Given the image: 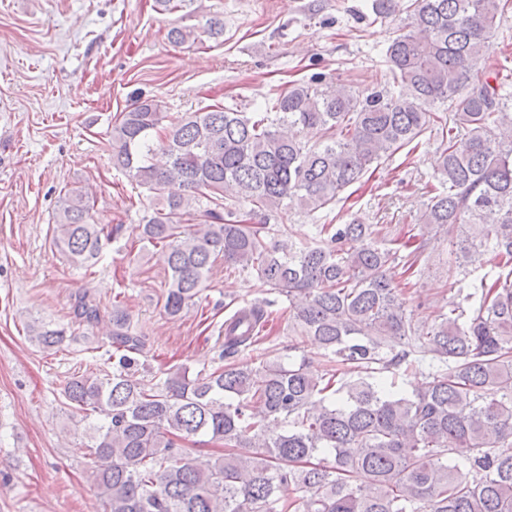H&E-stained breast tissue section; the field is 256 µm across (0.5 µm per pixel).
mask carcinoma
Wrapping results in <instances>:
<instances>
[{"instance_id":"cac0c4a2","label":"carcinoma","mask_w":512,"mask_h":512,"mask_svg":"<svg viewBox=\"0 0 512 512\" xmlns=\"http://www.w3.org/2000/svg\"><path fill=\"white\" fill-rule=\"evenodd\" d=\"M511 1L409 0L400 14L401 0H373L375 18L400 23L377 89L318 77L256 112L215 104L174 116L138 98L116 115L113 165L157 200L141 236L170 271L165 313L193 306L222 257L288 299L298 335L329 365L266 360L259 381L247 363L179 366L145 383L130 373L143 341L113 302L112 343L124 353L112 372L74 375L63 390L100 417L89 452L105 512H512V75L489 67ZM203 32L224 36V19L173 26L168 39ZM307 128L322 141H305ZM428 131L442 149L420 233L392 237L341 209L312 240L290 239L288 208L336 209L373 164L414 154ZM433 228L451 245L456 301L418 324L387 272L399 266L412 284ZM113 233L88 192H65L53 244L73 267H93ZM271 305L224 322L220 359L256 342ZM74 316L101 321L85 295ZM25 329L44 351L66 340L40 320ZM426 361L419 390L388 380ZM200 436L224 453L199 462ZM285 486L296 496L282 498Z\"/></svg>"}]
</instances>
